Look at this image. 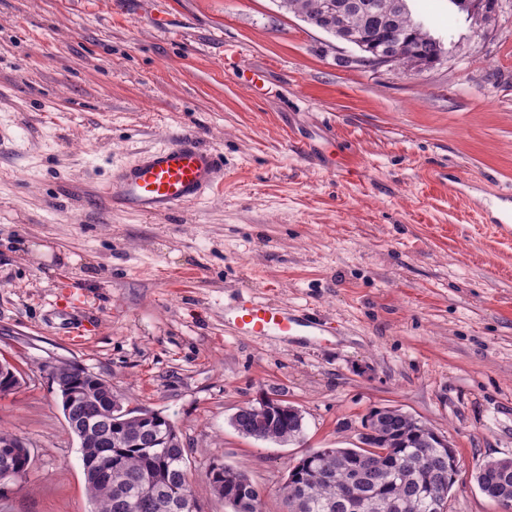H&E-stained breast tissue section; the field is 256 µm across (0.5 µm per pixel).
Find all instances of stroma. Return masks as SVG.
Here are the masks:
<instances>
[{
  "mask_svg": "<svg viewBox=\"0 0 512 512\" xmlns=\"http://www.w3.org/2000/svg\"><path fill=\"white\" fill-rule=\"evenodd\" d=\"M408 7L433 68L353 64L278 0H0V362L22 378L0 430L30 454L0 512H95L62 362L178 428L201 512H230L216 462L283 512L290 466L383 407L452 444L448 512H500L473 475L512 458V237L456 196L512 194V0L483 38L451 0ZM185 136L222 154L219 191L108 206L114 172ZM241 297L326 329L238 334ZM262 392L303 410L299 441L232 427Z\"/></svg>",
  "mask_w": 512,
  "mask_h": 512,
  "instance_id": "35a3bbf8",
  "label": "stroma"
}]
</instances>
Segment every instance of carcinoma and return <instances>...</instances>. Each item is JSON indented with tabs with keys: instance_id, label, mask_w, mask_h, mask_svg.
I'll use <instances>...</instances> for the list:
<instances>
[{
	"instance_id": "1",
	"label": "carcinoma",
	"mask_w": 512,
	"mask_h": 512,
	"mask_svg": "<svg viewBox=\"0 0 512 512\" xmlns=\"http://www.w3.org/2000/svg\"><path fill=\"white\" fill-rule=\"evenodd\" d=\"M343 9L323 8L326 0H287L283 8L313 26L331 31L357 29L368 37L380 54H395V61L411 65V58L398 52L406 41L422 58L433 57L442 45L430 40L410 13L396 8V0H332ZM71 385L76 394L68 429L81 436L74 423L108 422L104 437L80 440L86 491L96 504L95 512H119L124 498H135L136 512H178L177 501L191 491L186 448L177 428L167 418L141 419L130 412L117 416L112 385L71 364L69 372L51 375ZM262 393L239 408L234 427L246 437L286 444L300 436L303 418L297 406L282 403ZM362 428L370 431L369 447L320 448L310 459L301 458L288 471V493L283 495L288 512H338L344 492L355 499L352 512H389L383 499L400 505L396 512H429L422 490L440 484L444 498L438 512H448V498L455 483L459 460L455 450L443 446L437 432L400 410H371ZM512 471V459L490 460L480 465L477 484L495 478V471ZM213 494L231 512H260L261 495L248 474L224 463L207 472Z\"/></svg>"
}]
</instances>
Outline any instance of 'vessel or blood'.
Returning <instances> with one entry per match:
<instances>
[{"mask_svg": "<svg viewBox=\"0 0 512 512\" xmlns=\"http://www.w3.org/2000/svg\"><path fill=\"white\" fill-rule=\"evenodd\" d=\"M224 179L221 157L185 139L148 150L120 169L104 187L110 206L159 214L193 204ZM233 330L247 336H313L319 325L257 299H241L231 308Z\"/></svg>", "mask_w": 512, "mask_h": 512, "instance_id": "obj_1", "label": "vessel or blood"}]
</instances>
